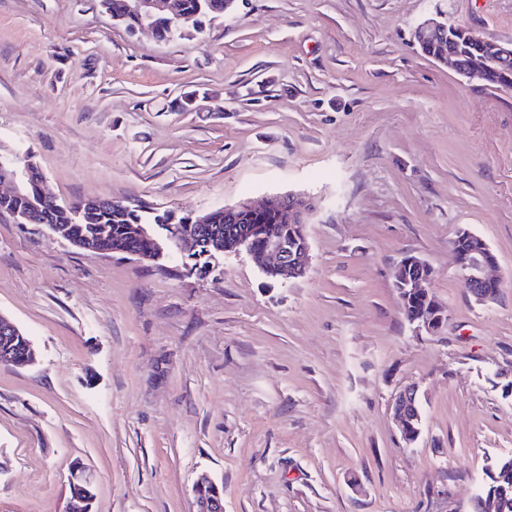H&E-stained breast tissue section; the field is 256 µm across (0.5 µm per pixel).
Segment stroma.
Here are the masks:
<instances>
[{"mask_svg": "<svg viewBox=\"0 0 512 512\" xmlns=\"http://www.w3.org/2000/svg\"><path fill=\"white\" fill-rule=\"evenodd\" d=\"M439 10L512 40V0H239L168 40L99 0H0V154L57 204L313 207L287 281L242 251L199 272L0 214V314L36 353L0 365V512H67L76 464L92 512H195L203 473L224 512H471L512 455V90L419 51ZM463 229L498 258L496 302L461 283ZM407 254L448 316L432 335L399 306ZM409 384L411 445L392 419ZM418 389L411 384L394 398L392 412L401 437L409 444L415 443L422 432V416L417 398Z\"/></svg>", "mask_w": 512, "mask_h": 512, "instance_id": "obj_1", "label": "stroma"}]
</instances>
